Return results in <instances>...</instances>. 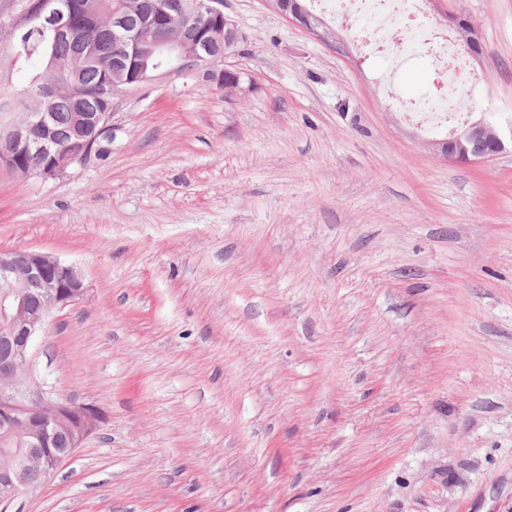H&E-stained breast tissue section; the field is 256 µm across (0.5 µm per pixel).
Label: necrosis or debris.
<instances>
[{
    "label": "necrosis or debris",
    "instance_id": "4bbe7bcc",
    "mask_svg": "<svg viewBox=\"0 0 512 512\" xmlns=\"http://www.w3.org/2000/svg\"><path fill=\"white\" fill-rule=\"evenodd\" d=\"M369 52L387 56L391 70L379 79L386 93H393V71L418 55L429 56L442 75V84L428 102L408 113L417 124H440L448 101L468 112L471 93L460 77L467 58L447 26L423 24L427 0H314Z\"/></svg>",
    "mask_w": 512,
    "mask_h": 512
}]
</instances>
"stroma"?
<instances>
[{
  "instance_id": "obj_1",
  "label": "stroma",
  "mask_w": 512,
  "mask_h": 512,
  "mask_svg": "<svg viewBox=\"0 0 512 512\" xmlns=\"http://www.w3.org/2000/svg\"><path fill=\"white\" fill-rule=\"evenodd\" d=\"M230 93L168 72L56 178L0 168V249L88 286L30 354L32 388L104 420L0 512H512V148L456 163L376 84L386 57L269 0ZM466 16L473 118L512 119V0ZM36 63L0 57V127ZM412 60L394 83L420 96ZM280 1L282 0H270L273 7L280 14L288 18V20L294 21L306 29L317 32L315 30V24L317 25V20L314 17H311L310 21V14L308 13L307 8L301 5L298 0L289 1L288 8Z\"/></svg>"
}]
</instances>
